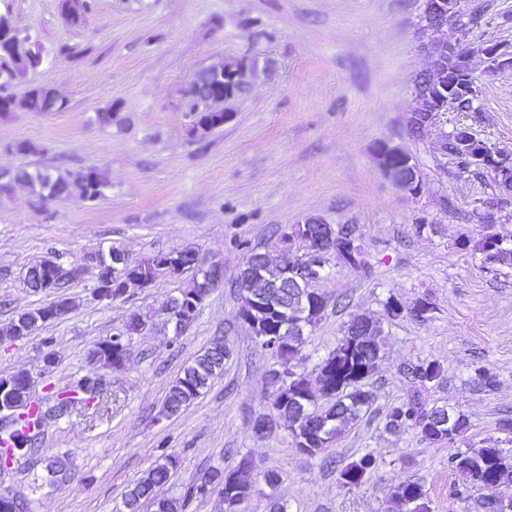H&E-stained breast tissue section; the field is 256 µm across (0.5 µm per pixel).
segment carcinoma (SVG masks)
<instances>
[{"label":"carcinoma","instance_id":"cac0c4a2","mask_svg":"<svg viewBox=\"0 0 512 512\" xmlns=\"http://www.w3.org/2000/svg\"><path fill=\"white\" fill-rule=\"evenodd\" d=\"M0 59H8L11 65L0 67V87L25 76L40 67L44 61L43 49L32 36L23 33L15 25L0 28ZM452 82L460 85L472 83L469 56L462 50L448 54L446 59ZM224 70V59H219L195 75L183 93L184 109L201 113L199 130L207 133L224 125V94H237L236 88L227 83L217 87L208 86V76ZM66 107L56 90L48 85L29 89L18 101L9 94H0V113L22 108L29 112H60ZM446 149L464 169L483 170L474 164L473 156L480 143H446ZM381 165L393 170L394 177L403 181L414 176L410 156L395 147L381 158ZM16 181L29 188L42 201L70 196L76 191L86 201H95L103 195L106 183L95 169L67 171L53 174L47 168L16 171ZM305 225L293 224L285 229L282 238L290 242L300 240L306 244L308 253L318 255L320 271H325L331 259L354 270L366 267L364 250L356 225L343 237L331 243L318 244L307 238ZM464 248H473L481 254L482 266L486 269L496 264L512 265V241H505L494 233H487L473 245L463 243ZM97 260V289H106L114 297L129 288H141L153 283L164 273L154 264V259L132 260L114 248L100 252ZM117 269L120 279L112 278V269ZM281 268L275 266L263 273V285L256 288L246 284V268L239 269L238 288L241 306L238 319L247 325L279 368L270 371L272 387L271 405L277 419L288 424L302 420L293 432L296 449L310 457L324 452L332 441L370 410L375 396L369 380L376 372L381 360L378 338L382 333L380 322L370 317L354 314L344 326L343 335L327 357L315 367L310 376L299 370L298 353L306 328L314 327L324 316L328 307L326 297L313 288H305L293 294H284V289L275 287ZM73 278L70 270L61 264L44 259L27 268L23 282L34 292L57 288ZM210 289L201 281L178 296L169 298L174 307L170 316L175 332L179 333L196 318L198 308ZM71 310L70 301L60 297L46 306L23 311L16 315L6 330V335L23 338L26 333L50 321H55ZM129 351V341L123 334L102 339L88 352L89 361L103 367L118 369L124 366ZM230 358V350L215 341L195 359L185 365L172 381L166 393L160 415L170 418L180 414L224 373V363ZM441 369L433 362L411 364L406 378L408 384L405 397L389 407L384 415V428L394 432L405 428H420L422 438L431 443L464 437L469 429L466 417L446 405L427 406L425 394L440 378ZM31 376L20 371L0 377V417L15 413L18 420L8 444L0 445V469L8 468L16 456L34 455L36 448V426L45 418L42 405L31 400ZM57 402L72 408L81 404L98 411L106 408V402L88 397L82 390L63 391L57 394ZM374 465L371 455L365 454L339 471L340 483L355 488ZM178 467L177 457L165 454L158 457L125 494L126 512H139L141 504L150 502L155 512H178V502L161 498L156 489L170 479L171 472ZM448 467L472 486L512 476V454L501 448H483L477 452L458 451L448 458ZM254 463L244 455L231 470L213 468L201 484L191 487L187 496L217 495L229 512L245 502L252 492ZM426 493L417 481L407 480L399 484L392 493L398 512H428Z\"/></svg>","mask_w":512,"mask_h":512}]
</instances>
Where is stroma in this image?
<instances>
[{
	"label": "stroma",
	"mask_w": 512,
	"mask_h": 512,
	"mask_svg": "<svg viewBox=\"0 0 512 512\" xmlns=\"http://www.w3.org/2000/svg\"><path fill=\"white\" fill-rule=\"evenodd\" d=\"M422 12L423 0H95L72 25L63 0H0V14L44 54L8 93L20 98L46 84L67 102L62 112L0 115V169L95 168L106 181L92 203L75 195L43 203L20 185L0 195V376L29 371L30 395L47 409L50 389L98 379L108 403L101 415L79 406L48 416L41 454L0 470V490L21 495L25 512H123L128 488L164 453L179 465L158 494L185 501L182 512H225L217 497L186 491L243 455L255 464L253 491L237 512H270L276 501L287 512H396L390 494L406 480L423 485L430 512H484L488 498L512 500V485L475 488L448 467L460 450L512 451V434L498 428L512 415V266L482 269L479 254L460 247L484 232L478 206L512 240V194L489 172L462 169L444 147L446 133L465 125L512 157V67L472 56L478 111L451 108L413 132V82L431 65ZM442 36L464 47L490 41L512 55V0H463ZM219 58L255 71L225 102L224 126L188 136L181 92ZM108 106L118 118L104 127L96 113ZM25 142L35 152H14ZM383 143L411 156L417 191L384 174L376 155ZM310 217L357 225L367 269L333 261L315 282L329 306L305 331L301 369L312 371L333 349L351 315L383 326L371 411L316 457L295 448L287 427L253 430L271 413L275 364L239 321L235 288L245 248L279 260L281 229ZM111 246L134 260L191 248L202 266H222L224 281L178 335L164 304L192 285L193 272L101 301L92 257ZM44 259L81 272L63 288L32 292L23 277ZM61 296L73 305L66 316L20 340L5 336L18 312ZM425 296L434 309L419 319L412 308ZM390 298L402 308L393 319ZM136 312L151 320L130 336L124 367L90 363L93 344L121 333ZM217 338L231 352L222 378L181 414L160 416L171 381ZM48 346L56 363L47 369ZM419 361L440 366L430 401L464 414L466 437L431 443L416 428L384 429L387 407L407 387L404 366ZM480 367L493 386H480ZM366 454L375 465L363 483L342 487L340 469ZM57 456L68 460L67 481L47 471ZM268 470L278 484L265 482Z\"/></svg>",
	"instance_id": "1"
}]
</instances>
